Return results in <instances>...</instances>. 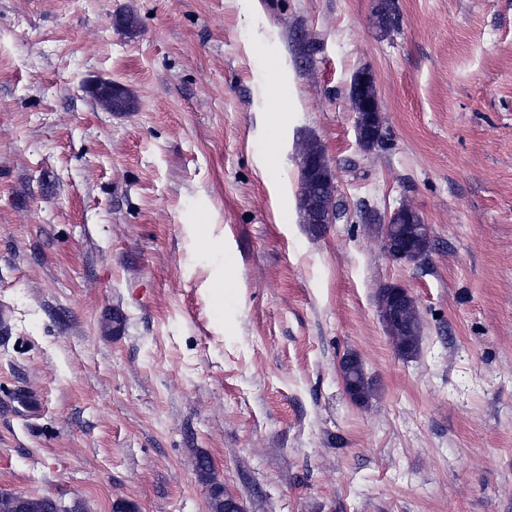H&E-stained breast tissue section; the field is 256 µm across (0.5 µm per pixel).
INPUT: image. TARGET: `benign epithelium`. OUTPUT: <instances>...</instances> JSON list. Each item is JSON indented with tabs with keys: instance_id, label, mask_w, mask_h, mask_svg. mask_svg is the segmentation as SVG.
I'll return each instance as SVG.
<instances>
[{
	"instance_id": "7a95c632",
	"label": "benign epithelium",
	"mask_w": 512,
	"mask_h": 512,
	"mask_svg": "<svg viewBox=\"0 0 512 512\" xmlns=\"http://www.w3.org/2000/svg\"><path fill=\"white\" fill-rule=\"evenodd\" d=\"M93 94L100 103L115 113L127 111L126 93L122 86L110 81H103L93 89ZM352 109L356 114L355 133L359 146L370 151L382 142L383 116L379 95L373 75L362 70L352 81L350 92ZM300 168L319 173L324 194L336 198V172L329 164L321 146L309 142L300 148L298 154ZM307 222L319 231L325 224L336 221V209L323 206L322 199L306 195L302 201ZM416 210L401 206L387 213L382 221V238L384 249L394 261L415 262L423 257L421 250L431 244L430 225L418 220L413 230L406 232L402 221ZM378 309L389 338L397 351L406 350L411 337L421 334L418 304L409 289L399 285H385L377 295ZM346 361L339 364V374L344 392L351 402L363 405L370 399L372 392L363 387V381L351 379L345 374Z\"/></svg>"
}]
</instances>
